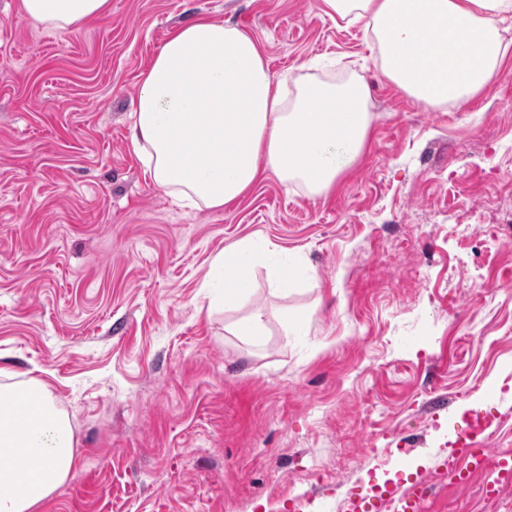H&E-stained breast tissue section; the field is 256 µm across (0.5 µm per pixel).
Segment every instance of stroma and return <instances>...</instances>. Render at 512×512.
I'll return each instance as SVG.
<instances>
[{
	"label": "stroma",
	"instance_id": "obj_1",
	"mask_svg": "<svg viewBox=\"0 0 512 512\" xmlns=\"http://www.w3.org/2000/svg\"><path fill=\"white\" fill-rule=\"evenodd\" d=\"M204 15L272 75L365 63L374 121L327 196L276 177L177 205L129 136L141 73ZM267 246L239 305L214 258ZM313 269L288 294L269 272ZM267 315L260 341L241 319ZM43 380L79 467L39 512H336L353 487L431 475L471 414L512 451V58L473 100L424 109L319 0H111L51 31L0 0V384ZM434 482L423 512H512Z\"/></svg>",
	"mask_w": 512,
	"mask_h": 512
}]
</instances>
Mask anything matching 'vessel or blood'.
Here are the masks:
<instances>
[{"label": "vessel or blood", "instance_id": "b4317fda", "mask_svg": "<svg viewBox=\"0 0 512 512\" xmlns=\"http://www.w3.org/2000/svg\"><path fill=\"white\" fill-rule=\"evenodd\" d=\"M491 425L489 416L478 413L471 415L466 427L436 459L435 469L448 476L456 487L464 488L485 467H492L495 477L484 484L482 492L486 499L495 500L506 490L512 489V453L503 452L495 459H487L483 442ZM428 491V483L423 479H415L407 484H376L365 492H349L340 509L341 512H422Z\"/></svg>", "mask_w": 512, "mask_h": 512}]
</instances>
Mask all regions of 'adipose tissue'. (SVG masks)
Here are the masks:
<instances>
[{
	"instance_id": "ef3b65f1",
	"label": "adipose tissue",
	"mask_w": 512,
	"mask_h": 512,
	"mask_svg": "<svg viewBox=\"0 0 512 512\" xmlns=\"http://www.w3.org/2000/svg\"><path fill=\"white\" fill-rule=\"evenodd\" d=\"M345 26H360L383 76L425 109L447 111L498 79L512 55L504 41L512 0H320ZM23 14L52 30L106 15L110 0H21ZM373 123L370 92L357 76L312 79L288 71L274 80L258 40L201 17L177 27L139 80L131 143L157 186L192 206L220 208L264 177L322 197L357 167ZM262 260L249 239L216 256L232 272L224 303L251 287ZM35 407L28 423L15 406ZM71 424L37 379L0 385V512H37L75 472Z\"/></svg>"
}]
</instances>
